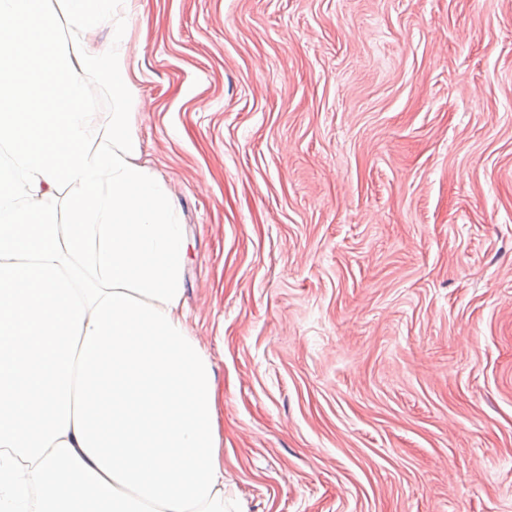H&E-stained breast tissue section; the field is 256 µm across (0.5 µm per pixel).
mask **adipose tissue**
<instances>
[{"label": "adipose tissue", "instance_id": "ef3b65f1", "mask_svg": "<svg viewBox=\"0 0 512 512\" xmlns=\"http://www.w3.org/2000/svg\"><path fill=\"white\" fill-rule=\"evenodd\" d=\"M60 3L0 0V148L27 193L0 212V512H28L31 487L39 512H224L217 376L182 311L186 230L140 162L128 70L105 141L86 142L85 77L129 42L136 0Z\"/></svg>", "mask_w": 512, "mask_h": 512}]
</instances>
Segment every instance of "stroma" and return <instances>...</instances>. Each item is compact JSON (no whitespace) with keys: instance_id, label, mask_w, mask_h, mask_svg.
Segmentation results:
<instances>
[{"instance_id":"1","label":"stroma","mask_w":512,"mask_h":512,"mask_svg":"<svg viewBox=\"0 0 512 512\" xmlns=\"http://www.w3.org/2000/svg\"><path fill=\"white\" fill-rule=\"evenodd\" d=\"M136 12L115 62L240 512H512V0Z\"/></svg>"}]
</instances>
